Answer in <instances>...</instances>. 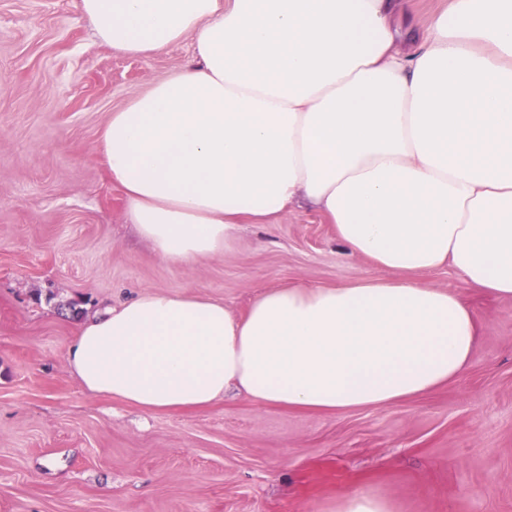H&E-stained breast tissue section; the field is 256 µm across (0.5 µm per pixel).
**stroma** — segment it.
Masks as SVG:
<instances>
[{"label":"stroma","mask_w":512,"mask_h":512,"mask_svg":"<svg viewBox=\"0 0 512 512\" xmlns=\"http://www.w3.org/2000/svg\"><path fill=\"white\" fill-rule=\"evenodd\" d=\"M196 58L191 39L133 57L97 41L80 0H0V512H327L371 488L401 512H512V299L465 289L469 368L432 393L322 414L227 396L146 413L89 395L66 350L83 316L145 291L233 312L270 288L371 275L314 209L240 225L188 263L133 233L98 152L111 114Z\"/></svg>","instance_id":"1"}]
</instances>
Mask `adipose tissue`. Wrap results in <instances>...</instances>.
I'll list each match as a JSON object with an SVG mask.
<instances>
[{"instance_id":"1","label":"adipose tissue","mask_w":512,"mask_h":512,"mask_svg":"<svg viewBox=\"0 0 512 512\" xmlns=\"http://www.w3.org/2000/svg\"><path fill=\"white\" fill-rule=\"evenodd\" d=\"M96 37L198 61L112 112L98 151L138 235L172 261L274 229L300 201L369 261L331 287L271 288L244 313L146 292L85 318L68 349L90 394L146 412L335 413L430 393L480 334L453 268L512 298V0H451L399 49L403 0H81Z\"/></svg>"}]
</instances>
